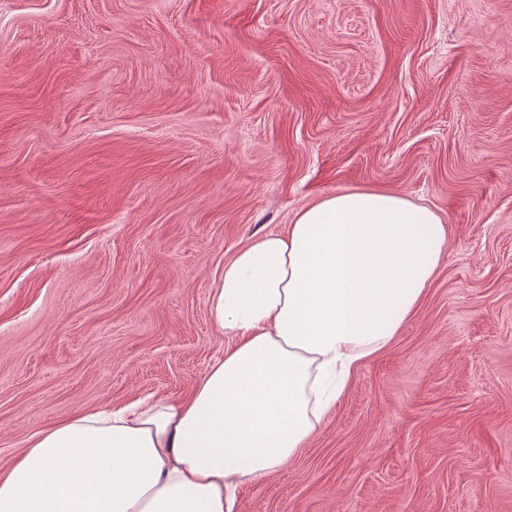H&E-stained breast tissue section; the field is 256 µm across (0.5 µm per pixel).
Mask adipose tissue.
<instances>
[{
    "instance_id": "adipose-tissue-1",
    "label": "adipose tissue",
    "mask_w": 512,
    "mask_h": 512,
    "mask_svg": "<svg viewBox=\"0 0 512 512\" xmlns=\"http://www.w3.org/2000/svg\"><path fill=\"white\" fill-rule=\"evenodd\" d=\"M447 241L435 211L392 192L298 210L225 264L209 316L231 344L193 393L40 430L0 473V512H240L242 485L278 473L390 345Z\"/></svg>"
}]
</instances>
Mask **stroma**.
<instances>
[{
  "mask_svg": "<svg viewBox=\"0 0 512 512\" xmlns=\"http://www.w3.org/2000/svg\"><path fill=\"white\" fill-rule=\"evenodd\" d=\"M348 189L438 274L240 512H512V0H0V468L192 393L225 262Z\"/></svg>",
  "mask_w": 512,
  "mask_h": 512,
  "instance_id": "stroma-1",
  "label": "stroma"
}]
</instances>
